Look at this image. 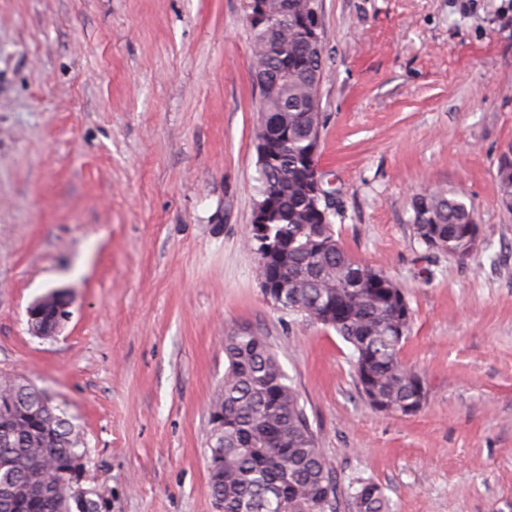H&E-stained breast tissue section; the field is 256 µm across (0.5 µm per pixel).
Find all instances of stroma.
<instances>
[{
    "instance_id": "1",
    "label": "stroma",
    "mask_w": 512,
    "mask_h": 512,
    "mask_svg": "<svg viewBox=\"0 0 512 512\" xmlns=\"http://www.w3.org/2000/svg\"><path fill=\"white\" fill-rule=\"evenodd\" d=\"M246 0H0V375L66 408L110 512H220L208 474L224 338L267 336L343 490L391 512H512V0H322L319 166L334 229L413 311L416 415L371 409L352 349L263 295L246 245L259 87ZM464 195L465 262L411 200ZM67 290L58 335L27 308ZM499 184V205L506 212H512V147L500 157L497 167ZM352 512H389V500L384 490L372 481H361L350 496Z\"/></svg>"
}]
</instances>
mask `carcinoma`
I'll return each mask as SVG.
<instances>
[{"instance_id": "1", "label": "carcinoma", "mask_w": 512, "mask_h": 512, "mask_svg": "<svg viewBox=\"0 0 512 512\" xmlns=\"http://www.w3.org/2000/svg\"><path fill=\"white\" fill-rule=\"evenodd\" d=\"M286 25L249 31L253 75L288 68V79L259 98L257 143L285 139L271 159L258 161V196L278 185L266 224L269 243L285 246L276 258L256 250L259 272L288 282L270 295L278 307L332 329L353 348L357 388L384 414L407 416L427 401L424 377L401 359L412 309L403 288L380 270L354 260L336 239L330 215L315 207L305 184L314 168L313 137L320 113L312 100L323 71L324 43H310L298 20L321 8L319 0H288ZM499 205L512 212V147L497 167ZM414 233L429 248L465 261L479 225L464 196L427 189L411 202ZM224 387L211 404L209 485L224 512H336L334 467L319 448L298 389L266 337L237 331L224 339ZM88 448L72 418L28 379H0V512H103L98 497L77 496V469ZM351 512H389L384 490L361 481Z\"/></svg>"}]
</instances>
